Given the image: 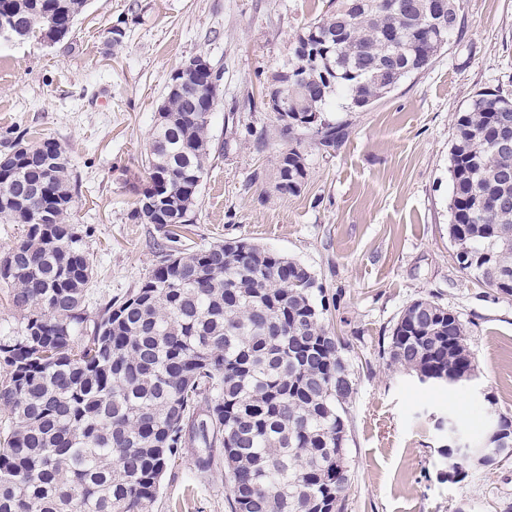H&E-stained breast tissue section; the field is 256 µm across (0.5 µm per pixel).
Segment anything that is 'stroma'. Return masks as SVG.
Listing matches in <instances>:
<instances>
[{"label": "stroma", "instance_id": "1", "mask_svg": "<svg viewBox=\"0 0 512 512\" xmlns=\"http://www.w3.org/2000/svg\"><path fill=\"white\" fill-rule=\"evenodd\" d=\"M461 30L429 69L369 109L325 113L336 147L300 137L307 176L277 189L290 140L265 101L297 33L329 0H88L73 33L49 44L0 40V130L65 147L79 184L69 221L91 227L89 309L125 296L151 271L167 232L129 218L132 188L172 72L201 55L221 74L213 154L185 247L243 239L294 258L322 283L326 322L348 341L357 390L348 406L345 512H504L512 459L445 476L439 420L471 436L487 407L512 414V297L462 273L448 239L454 116L479 93L512 94V0H460ZM125 35L112 43L109 32ZM428 298L467 325L476 389L419 384L382 352L401 311ZM181 449L156 512H231L222 453Z\"/></svg>", "mask_w": 512, "mask_h": 512}]
</instances>
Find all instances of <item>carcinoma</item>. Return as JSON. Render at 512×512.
<instances>
[{"label":"carcinoma","instance_id":"cac0c4a2","mask_svg":"<svg viewBox=\"0 0 512 512\" xmlns=\"http://www.w3.org/2000/svg\"><path fill=\"white\" fill-rule=\"evenodd\" d=\"M87 0H0L24 38L70 35ZM458 0L448 28L430 0H336L296 38L288 69V134L325 148L340 127L312 116L348 101L366 110L457 37ZM400 34L392 44L389 35ZM331 43L330 83L295 81L308 37ZM210 101L167 93L146 152V184L134 187L136 224H192L212 151ZM512 98L476 95L457 113L449 172L448 237L459 270L512 297ZM24 136H0V196L25 203L0 211L23 225L0 260V286L22 316L0 329V512H154L161 478L190 441L224 446L231 512H345L351 481L346 406L355 382L345 344L325 325L323 287L300 262L245 240L189 250L170 234L161 260L136 288L88 310L94 263L91 229L68 223L73 166L43 138L15 156ZM306 177L300 149L281 154L277 189L295 194ZM52 210L47 224L38 211ZM390 363L433 383L475 367L467 328L434 300L408 305L389 337ZM451 477L468 465L441 451Z\"/></svg>","mask_w":512,"mask_h":512}]
</instances>
